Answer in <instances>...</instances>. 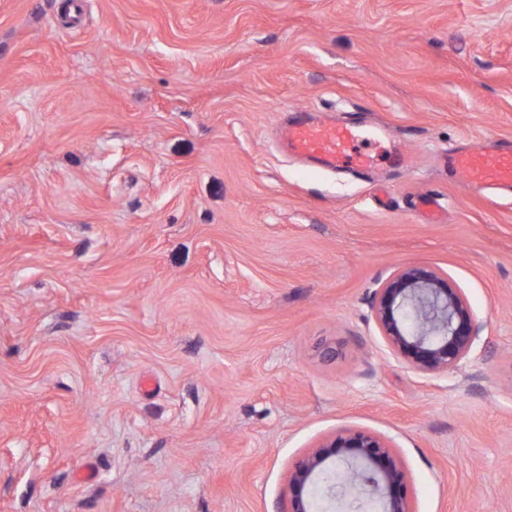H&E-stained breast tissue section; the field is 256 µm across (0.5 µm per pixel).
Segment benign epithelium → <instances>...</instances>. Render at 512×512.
<instances>
[{
	"label": "benign epithelium",
	"mask_w": 512,
	"mask_h": 512,
	"mask_svg": "<svg viewBox=\"0 0 512 512\" xmlns=\"http://www.w3.org/2000/svg\"><path fill=\"white\" fill-rule=\"evenodd\" d=\"M371 310L380 335L392 352L415 371L449 373L473 353L481 325L448 276L411 264L399 269L378 288ZM343 467L354 477L342 496L371 493L377 512H411L405 474L391 447L379 436L353 431L326 440L304 457L290 477V512H313L312 491L327 475Z\"/></svg>",
	"instance_id": "obj_1"
}]
</instances>
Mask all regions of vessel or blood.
Wrapping results in <instances>:
<instances>
[{
	"label": "vessel or blood",
	"instance_id": "b4317fda",
	"mask_svg": "<svg viewBox=\"0 0 512 512\" xmlns=\"http://www.w3.org/2000/svg\"><path fill=\"white\" fill-rule=\"evenodd\" d=\"M361 137L355 126L306 117L285 123L279 131L289 153L327 171L347 169L359 175L375 164L369 153L358 150ZM449 164L473 188L512 189V148L476 145L454 153Z\"/></svg>",
	"mask_w": 512,
	"mask_h": 512
}]
</instances>
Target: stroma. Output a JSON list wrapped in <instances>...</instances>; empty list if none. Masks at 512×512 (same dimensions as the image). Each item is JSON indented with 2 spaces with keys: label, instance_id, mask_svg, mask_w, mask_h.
Returning <instances> with one entry per match:
<instances>
[{
  "label": "stroma",
  "instance_id": "obj_1",
  "mask_svg": "<svg viewBox=\"0 0 512 512\" xmlns=\"http://www.w3.org/2000/svg\"><path fill=\"white\" fill-rule=\"evenodd\" d=\"M61 3L0 0V512H290L351 430L411 512H512V193L443 166L512 144V0ZM301 110L390 199L284 152ZM407 264L482 326L459 371L379 333Z\"/></svg>",
  "mask_w": 512,
  "mask_h": 512
}]
</instances>
